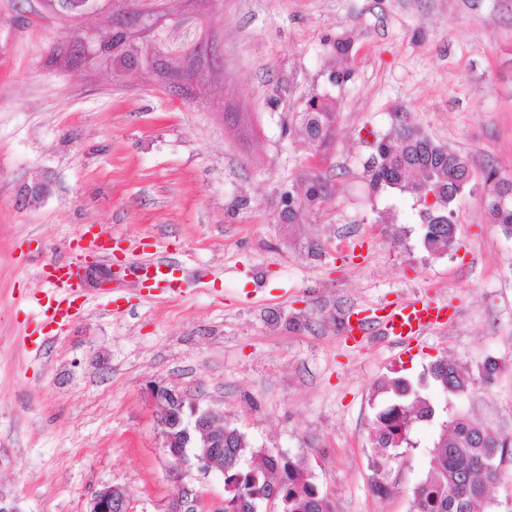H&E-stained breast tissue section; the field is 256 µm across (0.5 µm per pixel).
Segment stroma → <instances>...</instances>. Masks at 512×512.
<instances>
[{
  "mask_svg": "<svg viewBox=\"0 0 512 512\" xmlns=\"http://www.w3.org/2000/svg\"><path fill=\"white\" fill-rule=\"evenodd\" d=\"M205 30L212 60L165 87L145 69L55 60L69 30L44 0H0V500L86 512L119 484L132 512H164L180 478L223 498L219 471L164 452L146 394L160 384L289 455L336 512H410L439 425L382 464L379 380L455 362L474 378L460 407L512 434V238L482 202L486 166L512 177V0H166L144 40L181 49ZM342 34L340 59L328 42ZM334 69L349 81L330 84ZM322 92L336 140L315 160L296 117ZM398 106L470 160L458 245L441 257L419 248L420 204L365 179ZM314 162L332 200L288 222L280 197ZM90 231L158 243L180 289L88 281L73 322L37 330L44 266L78 256ZM422 297L449 319L409 351L344 332L354 311ZM489 357L501 369L487 385Z\"/></svg>",
  "mask_w": 512,
  "mask_h": 512,
  "instance_id": "1",
  "label": "stroma"
}]
</instances>
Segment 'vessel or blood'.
Returning a JSON list of instances; mask_svg holds the SVG:
<instances>
[{
	"mask_svg": "<svg viewBox=\"0 0 512 512\" xmlns=\"http://www.w3.org/2000/svg\"><path fill=\"white\" fill-rule=\"evenodd\" d=\"M144 258L141 262H127L119 267L120 276H134L140 287L166 294L176 289L171 278L173 262L170 257L157 255L140 246ZM48 285L43 296L35 298L38 315L42 322L59 326L67 324L80 310L81 282L78 267L70 261L50 264L44 270ZM448 319L445 308L423 299L405 301L393 307L378 321L382 336L402 347L418 341L426 329L442 324Z\"/></svg>",
	"mask_w": 512,
	"mask_h": 512,
	"instance_id": "vessel-or-blood-1",
	"label": "vessel or blood"
}]
</instances>
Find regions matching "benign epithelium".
<instances>
[{"label": "benign epithelium", "instance_id": "7a95c632", "mask_svg": "<svg viewBox=\"0 0 512 512\" xmlns=\"http://www.w3.org/2000/svg\"><path fill=\"white\" fill-rule=\"evenodd\" d=\"M99 0H49L66 11L74 21L82 14L98 8ZM165 0H127L123 13L115 18L113 28L126 34L140 28L147 17L161 18ZM94 44L90 32L73 29L70 40L61 44L63 51L86 53ZM156 410L162 448L178 463L191 462L207 473L224 471V424L208 409L201 408L184 392L156 385L149 390ZM224 505L215 506L184 483H177L166 512H220ZM87 512H131V493L121 485L105 484L89 502Z\"/></svg>", "mask_w": 512, "mask_h": 512}]
</instances>
